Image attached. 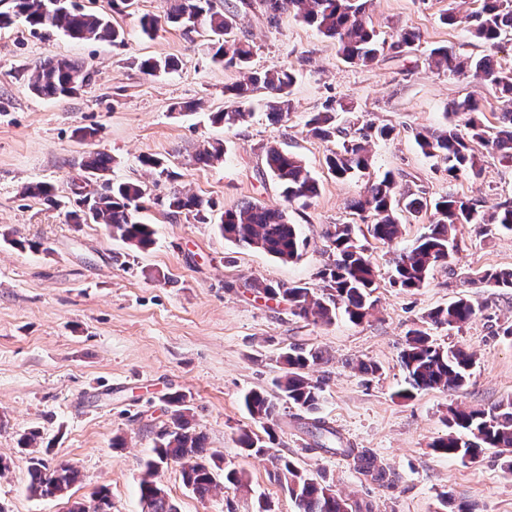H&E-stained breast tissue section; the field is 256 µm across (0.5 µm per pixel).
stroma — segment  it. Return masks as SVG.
Masks as SVG:
<instances>
[{"instance_id": "1", "label": "stroma", "mask_w": 512, "mask_h": 512, "mask_svg": "<svg viewBox=\"0 0 512 512\" xmlns=\"http://www.w3.org/2000/svg\"><path fill=\"white\" fill-rule=\"evenodd\" d=\"M77 2L108 14L124 30V43L45 37L20 20L0 30V233L12 236L0 241V455L11 461L0 474V512H70L78 501L91 508L102 488L110 512H142L139 483L167 418L166 398L175 391L186 394L209 451L221 454L224 468L243 473L250 486L246 492L220 488L202 499L184 485L178 465L162 466L159 479L179 512H258L263 501L271 512H297L268 458L244 455L236 444L241 430H262L243 405L244 393L271 389L283 353L295 344L324 356L310 371L324 389L317 416L343 444L369 449L395 483L378 486L346 457L318 450L317 416L285 403L274 423L273 453L325 477L363 512H439L444 491L452 492L459 512H512V473L494 455L465 465L431 447L448 431L450 406L488 410L512 399V336L502 333L512 323V289L470 283L475 272L512 269V232L460 226L452 264L435 268L423 288L393 287L392 260L426 232L429 212L402 215V236L393 245L367 237L350 209L364 179L330 177L325 160L335 144L312 136L305 125L326 101L341 102L339 128L357 122L390 128L389 137L370 143L371 171L392 172L399 191L430 200L452 194L486 210L512 199V166L489 155L482 178H453L416 142L420 132L463 124L450 107L464 99L479 101L490 126L511 105L473 77L429 63L430 49L439 46L486 54L463 26L443 21L448 9L465 14L476 0H369L367 14L382 37L402 28L420 35L413 48L386 52L371 67L345 62L333 41L292 13L274 17L241 0H214L219 12H234L237 34L253 42L255 67L280 65L295 74L287 118L271 120L258 105L230 129L212 123L211 115L223 109L226 88L242 81V73L214 60L205 34L141 31V16L164 14L166 0H138L129 13L114 10L112 0ZM49 55L90 70L92 80L80 95L47 99L30 92L36 64ZM148 57L170 58L178 67L147 75L139 63ZM183 102L195 103V110L179 113ZM80 127L98 133L82 141ZM215 140L224 143L223 162L196 164L199 146ZM272 145L301 157L317 179L319 191L308 206L285 205L265 167ZM96 152L111 156V180L148 186L151 200L140 217L157 230L149 250L135 251L102 225L69 222L77 185L89 192L99 187L85 182L79 166ZM145 155L171 160L179 179L142 166ZM39 181L54 184L58 204L27 195ZM176 188L210 201L214 220L246 201L287 206L309 247L286 262L224 239L214 221L169 215L166 202ZM331 224L355 225L375 264L376 303L359 324L341 317L329 325L306 321L287 302L250 286L254 280L300 283L321 292ZM461 297L475 303L476 316L459 330L431 329L430 339L475 352L469 385L458 393L434 389L398 397L408 331ZM361 362L376 365V373L358 372ZM33 429L43 459L73 464L80 473L64 497L44 500L27 490L29 457L18 438ZM118 437L123 447H113Z\"/></svg>"}]
</instances>
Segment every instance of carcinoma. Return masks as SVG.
<instances>
[{"label": "carcinoma", "mask_w": 512, "mask_h": 512, "mask_svg": "<svg viewBox=\"0 0 512 512\" xmlns=\"http://www.w3.org/2000/svg\"><path fill=\"white\" fill-rule=\"evenodd\" d=\"M169 7L163 16L145 15L140 19L143 33L152 35L161 24L174 25L191 32L197 26L207 28L213 38L214 57L224 59L244 74L243 81L226 89L229 104L213 114L216 124L232 128L251 115L252 96L258 89L270 94L268 114L280 121L289 115V88L294 75L288 69L271 66L258 71L251 68L253 47L248 39L234 33L233 17L214 10L213 0H167ZM265 11L273 16L293 12L319 33L336 43L338 52L348 61L370 66L385 50L394 53L410 47L419 40L412 29H401L392 42L379 39L366 15L367 0H259ZM21 17L34 30L60 31L76 40H107L124 42V33L102 15L86 11L65 0L55 11L49 10V0H13L11 10L0 11V28ZM449 24L463 23L474 38L487 45L492 53L479 58L461 57L446 47L431 50L435 65L452 74L472 76L493 87L502 97L512 101V71L504 70L495 60L493 51L507 37L512 38V0H483L474 12L444 17ZM92 74L85 66L67 57L50 55L36 66L30 90L48 98L72 97L91 81ZM343 105L329 102L306 122L309 133L330 139L339 133L334 125L336 112ZM453 113L465 115L464 127L447 125L427 134L418 135L421 150L438 159L448 170V176L465 174L474 179L485 171L484 152L499 155L500 160L512 163V110L502 113L500 125L489 127L482 120L483 112L477 100L469 98L453 104ZM390 135L387 127L365 124L352 132L343 133L342 141L327 157L329 173L345 179L370 169L369 143L372 138ZM221 145L203 147L195 162L209 166L221 160ZM265 164L282 189L285 202L307 205L317 193V181L299 156L281 148L266 152ZM112 157L97 153L82 161L81 168L89 178L102 181L101 191L87 193L78 199L79 210L70 213L73 220H90L103 224L112 237L140 251L150 249L156 242V231L150 224L136 218L143 208L146 188L136 182L113 183L107 178ZM428 204L409 193L396 194V179L387 173L368 180L363 194L355 198L350 208L367 223L371 237L382 243H392L402 235L399 212L418 215ZM173 214L186 212L201 223H209L211 204L196 195L175 191L168 199ZM463 224H494L512 231V201L504 200L484 212L478 204L453 195L442 196L433 203V219L428 232L393 259L392 283L406 290L423 287L430 273L439 265L453 259L457 247V228ZM220 230L224 237L242 246L254 248L279 259L299 258L308 242L296 224L289 222L284 209L268 208L247 201L235 209L224 211ZM326 238L335 258L327 263L320 275L325 292L317 296L301 285L286 288L251 283L249 287L269 299L281 297L288 301L292 314L313 323L330 324L337 312L359 324L374 307L372 294L376 288L375 266L366 248L357 239L352 224H332ZM474 285L512 289V271L484 270L470 278ZM476 315L471 299L462 297L445 307L431 311L425 323L450 329H461ZM284 370L275 380L276 394L251 389L243 403L253 420L264 424L268 440L250 431H242L237 439L240 449L249 455H265L274 441L271 423L278 415L277 400H284L306 413H316L323 400V385L312 380L307 370L323 360L316 349L293 346L282 355ZM408 388L398 392L407 397L410 390L443 389L457 391L468 382L475 365V356L462 346L444 349L429 341L422 327L408 331V343L400 354ZM170 424L157 433L155 458L147 461L140 481V498L146 512H178L157 479L160 465L169 462L181 466L183 483L200 498L219 486L217 459L207 455L205 436L193 426L187 396L174 393L168 398ZM448 434L435 439L430 447L451 459L476 463L491 449L496 450L501 467L512 473V399L489 410L451 407L446 418ZM318 436L324 438L320 449L355 460L361 472L380 487L394 485V474L377 463L364 448L339 444L334 428L320 418L314 419ZM278 481L286 488L298 512H353L348 499L340 495L326 480H318L301 470L286 456L273 457ZM28 489L46 499L64 496L79 480V472L70 464L49 466L44 460L32 457L28 465Z\"/></svg>", "instance_id": "carcinoma-1"}]
</instances>
